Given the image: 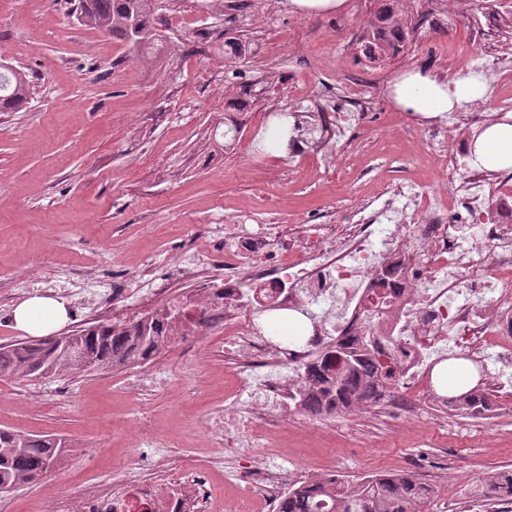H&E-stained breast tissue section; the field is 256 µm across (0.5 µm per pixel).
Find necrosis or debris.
<instances>
[{
	"instance_id": "4bbe7bcc",
	"label": "necrosis or debris",
	"mask_w": 512,
	"mask_h": 512,
	"mask_svg": "<svg viewBox=\"0 0 512 512\" xmlns=\"http://www.w3.org/2000/svg\"><path fill=\"white\" fill-rule=\"evenodd\" d=\"M454 189L428 193L417 181L396 183L383 203H359L340 224H260L224 234V271L202 274L190 300L194 331H222L235 364L236 389L225 428L256 434L262 412L301 413L295 400L307 366L331 347L368 332L392 337L386 351L398 386L377 402L399 419L415 417L427 392L428 358L449 345L468 355L512 344V290L490 292V278L512 277V177L472 169ZM341 299L330 323L314 311ZM313 312L298 344L272 343L254 325L268 308ZM158 452L150 474L119 487L87 490L78 512H129L132 498L177 512L188 499L213 496L204 480L166 470ZM234 512H275L289 487L274 461L234 467Z\"/></svg>"
}]
</instances>
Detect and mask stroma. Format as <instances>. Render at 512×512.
Wrapping results in <instances>:
<instances>
[{
  "instance_id": "1",
  "label": "stroma",
  "mask_w": 512,
  "mask_h": 512,
  "mask_svg": "<svg viewBox=\"0 0 512 512\" xmlns=\"http://www.w3.org/2000/svg\"><path fill=\"white\" fill-rule=\"evenodd\" d=\"M347 0L344 11L296 14L288 0H158L168 49L146 60L111 34L82 25L72 0H0V57L34 85L27 109L0 112V344L23 336L13 310L38 294L64 299L76 333L100 320V308L135 316L152 265L189 291L201 269L224 258L203 238L206 226L297 224L308 215L336 217L399 177L438 191L428 163L403 166L401 148L417 132L388 84L417 68L446 82L465 76L448 48L472 45L468 18L419 34L413 52L383 69H363L350 40L377 9ZM246 42L247 55L224 62V42ZM376 94L373 116L349 126L345 140L316 158L288 155L278 112L305 111L312 85L350 111L352 82ZM247 99L242 142L224 147V101ZM221 342L193 335L157 358L156 370L63 371L33 379H0V428L65 438L61 467L7 498L10 512H50L52 500L77 504L86 489L142 472L154 451L139 422L151 413L158 442L179 464L207 473L211 512H225L233 491L227 468L278 454L293 471L334 467L360 478L434 467L437 496L423 512H484L469 491L486 472L512 469V400L486 421L438 405L411 424L370 407L308 426L289 416L243 435L227 449L211 439L209 419L225 411L230 381Z\"/></svg>"
}]
</instances>
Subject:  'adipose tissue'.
Wrapping results in <instances>:
<instances>
[{
	"instance_id": "adipose-tissue-1",
	"label": "adipose tissue",
	"mask_w": 512,
	"mask_h": 512,
	"mask_svg": "<svg viewBox=\"0 0 512 512\" xmlns=\"http://www.w3.org/2000/svg\"><path fill=\"white\" fill-rule=\"evenodd\" d=\"M391 97L402 111L432 120L463 105L486 100L487 87L482 79L473 76L445 83L419 71H408L393 84ZM469 150L476 168L490 172L512 170V113L483 127L473 136ZM13 318L21 331L45 336L66 323L67 309L58 299L35 295L15 308ZM478 380L475 367L464 359L443 361L433 370L434 387L446 396L467 393Z\"/></svg>"
}]
</instances>
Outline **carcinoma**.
<instances>
[{
  "mask_svg": "<svg viewBox=\"0 0 512 512\" xmlns=\"http://www.w3.org/2000/svg\"><path fill=\"white\" fill-rule=\"evenodd\" d=\"M157 0H77L78 20L85 26L106 30L132 47H147L158 39L155 12ZM412 34L414 26L400 15L396 0H380L374 19L363 31L366 54H382L394 49L391 38ZM33 94L31 80L17 70L0 66V112L26 107ZM172 309L155 312L150 321L137 320L122 326L99 323L78 332L85 358H71L47 343L14 341L0 344V377L34 378L41 371L54 374L76 364L85 371H105L142 363L167 347L162 327L173 331ZM376 336L347 344L342 351L344 367L336 378H327L310 367L305 375L301 404L315 414L339 409L348 398H369L395 385L394 373L384 371L376 359ZM484 387L461 396L441 398L451 410L465 415L481 401ZM68 455L62 438L23 434L0 429V491L10 492L31 484L40 475L61 464ZM438 488L413 474L368 475L360 479L342 476L336 481L293 486L279 505L278 512H422L436 497ZM477 493L489 500L512 502V470H492L482 478Z\"/></svg>",
  "mask_w": 512,
  "mask_h": 512,
  "instance_id": "cac0c4a2",
  "label": "carcinoma"
}]
</instances>
